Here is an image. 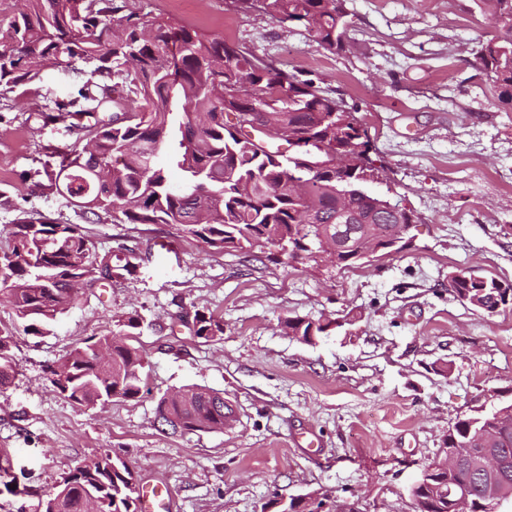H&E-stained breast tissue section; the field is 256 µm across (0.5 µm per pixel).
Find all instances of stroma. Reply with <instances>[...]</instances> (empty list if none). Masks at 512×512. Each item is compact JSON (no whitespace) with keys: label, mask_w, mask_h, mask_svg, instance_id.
<instances>
[{"label":"stroma","mask_w":512,"mask_h":512,"mask_svg":"<svg viewBox=\"0 0 512 512\" xmlns=\"http://www.w3.org/2000/svg\"><path fill=\"white\" fill-rule=\"evenodd\" d=\"M134 3L341 99L390 198L418 221L404 251L341 272L216 251L164 224H83L99 252L133 270L80 290L49 334L19 335L17 375L0 391V512H42V494L102 448L130 460L138 483L165 484L168 512H280L298 496L323 500L324 512L353 500L361 512H413L409 489L449 426L512 401V307L489 316L448 290L460 270L512 282V110L473 65L491 32L485 14L474 0H345L348 47L332 53L237 0ZM75 92L52 68L23 97L0 96V237L25 211L75 220L55 189L25 179L78 141L67 122L38 118ZM134 310L144 325L132 342L149 362L140 398L81 409L45 380L46 365ZM198 311L222 318L221 339L193 335ZM342 316L346 329L312 344L281 327ZM188 384L233 399L238 423L160 432L159 397ZM308 431L318 452L294 444Z\"/></svg>","instance_id":"stroma-1"}]
</instances>
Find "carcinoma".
<instances>
[{
  "instance_id": "1",
  "label": "carcinoma",
  "mask_w": 512,
  "mask_h": 512,
  "mask_svg": "<svg viewBox=\"0 0 512 512\" xmlns=\"http://www.w3.org/2000/svg\"><path fill=\"white\" fill-rule=\"evenodd\" d=\"M0 4V92L25 93L46 68L78 78L76 95L55 103L60 117L74 120L81 140L58 164L27 172L32 186L48 180L87 223L116 219L125 224H165L217 250L241 254L267 249L290 264L297 250L315 260V250L336 238L338 193L352 192L351 222L371 226L377 241L396 235L394 225L415 224L405 207L381 208L385 197L370 190L378 168L368 157L367 131L331 93L310 80L247 53L221 37L147 20L132 0H84L79 26L68 19L77 0H19ZM491 16L493 34L479 43V71L512 109V0H477ZM255 9L282 24L304 28L317 47L345 49L349 23L344 0H255ZM360 162L336 180V160ZM108 170L99 181L88 173ZM181 172L177 181L170 170ZM370 261L355 251L338 254L346 270ZM112 253H99L78 224L19 217L0 243V304L29 321L24 332L49 333L51 322L74 303V284L101 288L117 269ZM453 298L488 315L512 304V283L459 271ZM110 330L71 349L44 369L46 379L70 402L92 408L112 398L136 399L146 387L142 350L128 343L142 317L134 312ZM194 336L207 342L224 335L223 320L195 312ZM330 320L288 318L289 336L312 344ZM17 333L0 326V390L16 375L11 354ZM156 417L163 431L195 434L224 430V393L185 386L160 397ZM508 459L502 503L512 504V403L478 410L448 427L443 447L463 448L474 438ZM413 496L435 503V512H503L487 506L476 467L426 472ZM133 470L110 449L92 459V470L72 469L44 494L43 512H136Z\"/></svg>"
}]
</instances>
